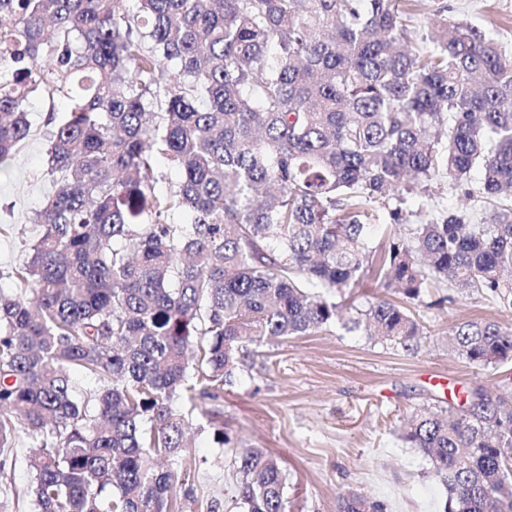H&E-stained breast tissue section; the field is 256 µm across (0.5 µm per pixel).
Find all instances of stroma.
<instances>
[{
	"label": "stroma",
	"instance_id": "obj_1",
	"mask_svg": "<svg viewBox=\"0 0 512 512\" xmlns=\"http://www.w3.org/2000/svg\"><path fill=\"white\" fill-rule=\"evenodd\" d=\"M413 12L415 40L428 37L437 21L464 22L491 31L512 56V0H424ZM69 106L60 95L32 99L31 132L0 165V291H13L9 274L39 233L31 217L54 189L47 116H63ZM459 208L469 211L474 224L488 214L486 203L466 200L449 182L433 181L426 197L407 198L404 223L388 232L406 236L410 225ZM373 269L365 265L364 285L349 298L333 295L340 311L329 330L267 345L237 369L233 384L213 403L226 444L216 442L201 415H186L192 446L166 463L191 476L176 491L183 512H232L240 482L236 460L249 448L282 459L288 512H337L338 495L348 493L383 501L387 512H445L446 489L431 462L400 440L398 429L414 410L457 405L469 388L512 379V363L485 369L448 346L453 326L496 321L510 327L512 310L486 294L429 289L407 304L422 336L417 349L406 351L344 327L357 310L386 298ZM32 450L30 438L19 435L15 464L0 471L5 512L33 510L26 464Z\"/></svg>",
	"mask_w": 512,
	"mask_h": 512
}]
</instances>
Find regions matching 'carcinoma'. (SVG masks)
Wrapping results in <instances>:
<instances>
[{
	"label": "carcinoma",
	"mask_w": 512,
	"mask_h": 512,
	"mask_svg": "<svg viewBox=\"0 0 512 512\" xmlns=\"http://www.w3.org/2000/svg\"><path fill=\"white\" fill-rule=\"evenodd\" d=\"M402 0H0V163L30 134L31 99L55 91V190L0 293V469L20 432L34 512H174L187 451L177 402L204 409L246 358L323 331L322 295L375 274L415 300L450 284L512 309V59L491 34L440 24L412 41ZM160 154L179 169L165 191ZM443 174L493 202L417 224L388 197ZM186 211L189 224L173 222ZM363 329L412 350L420 328L379 299ZM474 365L512 363V330L454 326ZM79 370L100 383L77 392ZM401 440L427 457L445 512H512V390L414 412ZM243 512H288L282 461L238 460ZM339 512H385L340 498Z\"/></svg>",
	"instance_id": "obj_1"
}]
</instances>
